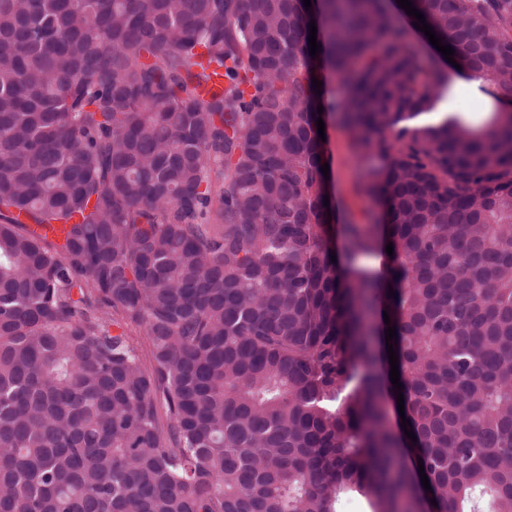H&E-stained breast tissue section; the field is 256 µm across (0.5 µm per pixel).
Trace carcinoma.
Instances as JSON below:
<instances>
[{
    "label": "carcinoma",
    "instance_id": "carcinoma-1",
    "mask_svg": "<svg viewBox=\"0 0 512 512\" xmlns=\"http://www.w3.org/2000/svg\"><path fill=\"white\" fill-rule=\"evenodd\" d=\"M412 2L489 117L393 0H0V512H512V0ZM472 93V98L466 97L458 91L455 84H451L448 99L441 101L438 107L440 110L462 112L468 119H483L491 107V99L479 90ZM323 147L332 162V189L336 198L339 220L361 221L362 213L371 208V202L362 192L365 169L348 131L336 121L326 127Z\"/></svg>",
    "mask_w": 512,
    "mask_h": 512
}]
</instances>
